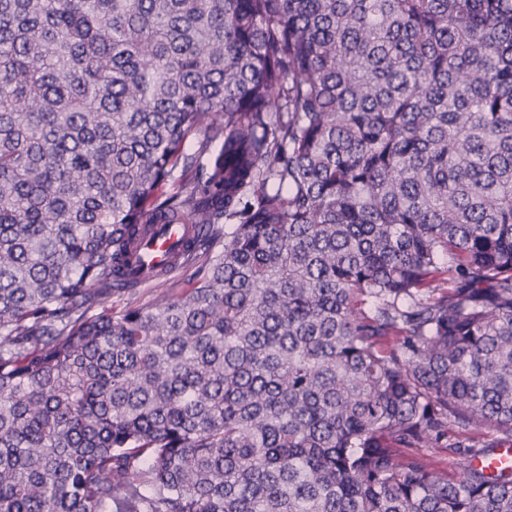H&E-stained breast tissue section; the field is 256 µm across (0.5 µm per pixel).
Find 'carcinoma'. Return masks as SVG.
<instances>
[{"instance_id":"obj_1","label":"carcinoma","mask_w":512,"mask_h":512,"mask_svg":"<svg viewBox=\"0 0 512 512\" xmlns=\"http://www.w3.org/2000/svg\"><path fill=\"white\" fill-rule=\"evenodd\" d=\"M145 224L197 273L114 311ZM453 427L512 444V0H0V512H512ZM499 435L492 430H486L478 434L454 429L448 435V444H454L460 448L448 450V448H436L428 452L429 461L435 467L447 471L449 476H456L460 472L459 463L464 458L460 452L472 445L474 441L480 440L484 445H496Z\"/></svg>"}]
</instances>
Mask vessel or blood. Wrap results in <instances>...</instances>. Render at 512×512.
<instances>
[{"label":"vessel or blood","instance_id":"vessel-or-blood-1","mask_svg":"<svg viewBox=\"0 0 512 512\" xmlns=\"http://www.w3.org/2000/svg\"><path fill=\"white\" fill-rule=\"evenodd\" d=\"M195 233L189 224H150L140 243L133 246L128 270L130 283L140 286L149 283L156 271H178L184 243Z\"/></svg>","mask_w":512,"mask_h":512}]
</instances>
